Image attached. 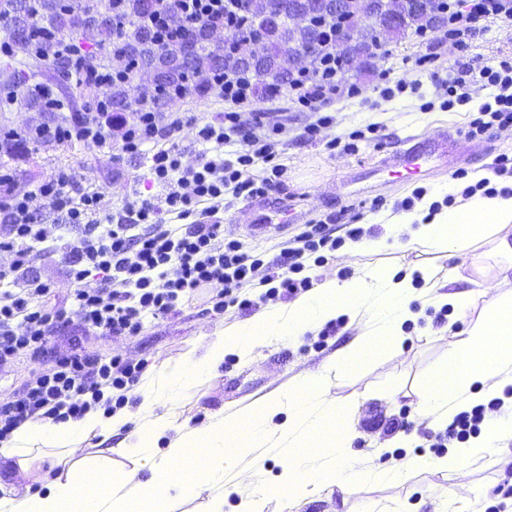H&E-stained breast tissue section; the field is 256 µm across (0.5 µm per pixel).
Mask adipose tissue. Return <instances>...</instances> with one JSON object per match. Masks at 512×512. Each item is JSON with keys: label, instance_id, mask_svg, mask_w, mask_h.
Listing matches in <instances>:
<instances>
[{"label": "adipose tissue", "instance_id": "1", "mask_svg": "<svg viewBox=\"0 0 512 512\" xmlns=\"http://www.w3.org/2000/svg\"><path fill=\"white\" fill-rule=\"evenodd\" d=\"M430 205L426 199L413 210L387 213L385 236L349 242V251H377L387 238H403L408 245L451 257L471 255L470 265L449 267L443 279L420 285L413 272L368 266L346 279L324 274L292 302L217 328L184 357L161 362L141 390L134 429H127L125 413L106 412L101 403L77 420L22 423L0 441V466L15 477L0 497V512H166L175 493L193 497L192 512H224L228 490L244 487L249 493L241 497L237 512H265L269 492L276 488L284 492L280 512H292L326 484H393L416 469L440 471L454 484L462 483L471 465L512 445V297L501 293L512 283V195L477 191L434 214ZM418 297L450 315L471 312L475 319L451 342L445 371L418 392L416 412L443 428L460 412L502 401L506 417L488 413L484 435L449 447L441 456L416 455L383 469H356L347 462L349 410L330 399V379L323 369L215 412L202 425L184 420L186 399L210 380L225 354L292 340L340 318L355 325L358 335L338 350L336 364L362 354L394 353L406 338L405 323L417 319L411 303ZM116 433L121 439L115 443L111 437ZM93 437L104 446L91 454L84 443ZM313 442L325 449L316 466L308 450ZM247 447L277 458L280 472L265 485L253 484V472L243 460ZM47 461L54 469L49 479L42 473ZM144 470L149 480H140ZM35 482L43 483V491H31Z\"/></svg>", "mask_w": 512, "mask_h": 512}]
</instances>
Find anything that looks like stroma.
<instances>
[{
	"instance_id": "1",
	"label": "stroma",
	"mask_w": 512,
	"mask_h": 512,
	"mask_svg": "<svg viewBox=\"0 0 512 512\" xmlns=\"http://www.w3.org/2000/svg\"><path fill=\"white\" fill-rule=\"evenodd\" d=\"M468 60L485 62L512 55V20L480 22L468 37ZM458 52L448 40L424 42L413 31L397 38H386L376 55L355 62L351 82L362 94L339 98L324 109L330 124L321 129L318 139L305 135L308 124L316 121L311 112L300 111L288 90L271 100L255 99L252 107L267 120L285 126L277 147L278 163L285 171L267 197L252 203H236L224 212V236L241 241L249 253L262 255L267 266L276 265L282 248L293 246L307 225H325L333 238L346 239L350 228L363 226L369 236L383 232L371 206L383 203L385 211L404 209L417 191L427 193L446 186L459 168L468 172L490 168L496 157L512 151V129L494 131L471 138L465 130L484 100L478 84H471L470 103L448 109L444 91L435 88L429 76H417V63L428 59L431 67L447 74L448 65ZM420 77L417 89L406 88V81ZM365 136L358 151H328L327 141L341 136ZM431 141L447 137L445 156L424 164L421 174L395 176L389 162L397 143L406 137ZM16 189L26 192L44 177L59 171L86 177L103 193V205L113 212L126 196L160 194L152 182L149 163L138 159L123 164L80 144L41 146L12 163ZM285 217L286 222L257 234L252 227L266 216ZM444 275L449 261L444 254L428 249L409 250L391 244L378 254L352 255L347 248L327 253L317 271L348 278L356 264L404 268L414 263ZM214 289L207 288L183 296L174 311L165 317L146 319L136 336H94L79 322L65 328H49L48 352L67 354L72 348L99 357H119L144 364L153 372L163 360L190 351L198 341L221 325L245 320L254 307L231 306L218 312L211 302ZM440 322L429 311H422L416 323L407 325V338L400 351L377 358L368 357L351 366L332 370L330 395L337 403L351 407V455L367 467H387L405 454H427L436 432L413 414L417 392L448 362L450 336L440 335ZM355 335L354 327L342 325L332 335L309 334L294 341H279L252 354L229 353L214 371L210 383L199 388L185 406L191 424L199 425L210 414L224 407L247 403L267 394L281 383L327 367L336 351ZM51 365L50 360L31 359L19 351L12 362L0 368V405L11 402ZM409 409L412 428L409 449L383 450L387 429L401 409ZM501 462L475 469L464 485L455 487V497H438L444 485L443 473L429 471L412 474L399 484H369L359 490L328 487L294 508L293 512H504L512 498L498 493L500 484L512 486V445L501 450Z\"/></svg>"
}]
</instances>
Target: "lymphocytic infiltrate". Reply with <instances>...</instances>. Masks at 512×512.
I'll return each mask as SVG.
<instances>
[{"mask_svg": "<svg viewBox=\"0 0 512 512\" xmlns=\"http://www.w3.org/2000/svg\"><path fill=\"white\" fill-rule=\"evenodd\" d=\"M447 25L443 34L459 50L475 23L486 19H512V0H438ZM247 18L239 0H161L159 9L140 17L160 43L179 46L200 27L240 29ZM333 46L326 45L313 64L294 69L288 90L303 109L318 113L305 133L314 139L328 117L320 108L339 95L355 98L361 90L340 73ZM74 71L95 84L94 111L67 112L55 123H38L22 132L5 133L9 148L0 157L16 158L30 145L80 143L115 161L148 156L161 194L126 201L119 215L105 212L102 193L87 186L84 177L61 172L18 193L12 170L0 171V252L9 260L0 264V364L18 351L32 356L44 352L48 324H69L66 308L42 303L48 282L31 276L30 265L40 255L60 256L67 277L74 283V301L82 328L102 336H135L145 315L169 314L181 296L219 284L223 295L214 309L236 303L235 292L252 281L262 265L237 240L224 237L225 195L248 200L266 195L283 173L276 164L275 147L283 125L264 123L256 113L217 112L202 120L196 113L174 116L159 111L155 98L142 97L128 112L113 111L112 74L87 70L75 62ZM478 76L490 100L480 106L469 123L470 136L512 127V59L503 58L471 67L457 62L442 85L449 104L469 102L467 79ZM196 130L202 144L195 163H184V153L173 137L183 126ZM78 240L63 245L65 233ZM324 225L305 231L302 244L281 252L280 286L287 293L311 285L305 276V254L320 248H338ZM140 367L112 358L71 353L56 358L51 373L37 377L16 401L0 405V440L21 423L42 416L63 421L78 418L88 407L86 394L101 387L127 390L140 378Z\"/></svg>", "mask_w": 512, "mask_h": 512, "instance_id": "lymphocytic-infiltrate-1", "label": "lymphocytic infiltrate"}]
</instances>
